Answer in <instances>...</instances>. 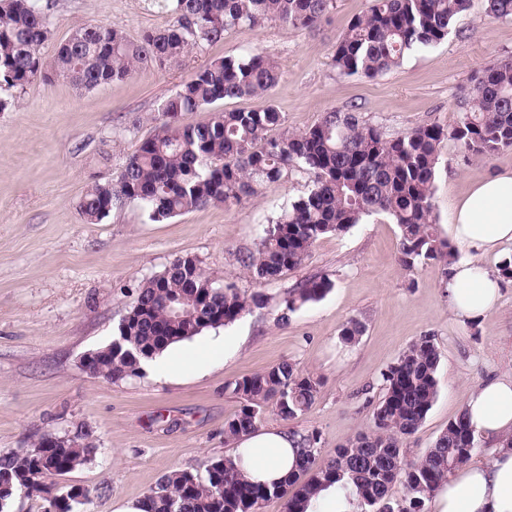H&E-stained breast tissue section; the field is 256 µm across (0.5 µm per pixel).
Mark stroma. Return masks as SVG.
I'll return each mask as SVG.
<instances>
[{
  "label": "stroma",
  "instance_id": "1",
  "mask_svg": "<svg viewBox=\"0 0 512 512\" xmlns=\"http://www.w3.org/2000/svg\"><path fill=\"white\" fill-rule=\"evenodd\" d=\"M370 4L334 0L311 31L269 21L231 32L182 64L144 68L90 91L62 79L12 90L13 108L0 112V451L88 426L97 453L55 477L54 494L85 487L92 491L87 512H121L167 471L197 472L206 458L232 455L235 444L225 440L224 424L242 406L232 383L284 361L320 381L314 403L291 426L319 432L326 459L368 430L383 395L382 373L421 336H433L440 352L439 392L405 442L408 458L432 447L475 388L512 372V279L501 282L499 302L483 319L460 321L448 308L439 266H400L399 230L385 216L320 238L300 267L255 283L238 257L308 192L305 171H292L262 195L163 222L149 220L135 203L113 209L99 224L79 211L87 189L111 180L127 155L155 134L152 117L160 103L211 61L259 52L282 71L266 95L224 101V110L271 104L286 129L301 132L324 112L355 105L393 136L429 122L455 125L472 76L488 63L512 59V19L488 16L483 0H473L447 39L409 52L393 70L375 78L339 74L333 47ZM173 21L149 0H55L53 34L41 53L52 58L86 22L109 24L135 40ZM503 169H512V150L488 162L467 160L456 142L445 141L433 185L441 234H448L453 202L470 182ZM187 255L219 283L261 291L266 305L184 341L192 349L223 339L224 357L183 376L158 378L145 370L112 382L90 375L83 356L117 336L143 279ZM311 276L329 278L331 290L280 321L285 290ZM353 318L365 331L348 345L339 332Z\"/></svg>",
  "mask_w": 512,
  "mask_h": 512
}]
</instances>
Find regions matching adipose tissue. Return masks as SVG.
Returning a JSON list of instances; mask_svg holds the SVG:
<instances>
[{
	"label": "adipose tissue",
	"mask_w": 512,
	"mask_h": 512,
	"mask_svg": "<svg viewBox=\"0 0 512 512\" xmlns=\"http://www.w3.org/2000/svg\"><path fill=\"white\" fill-rule=\"evenodd\" d=\"M450 231L453 240L475 257L452 266L448 305L457 318L477 320L499 299L498 280L476 259L512 243V170L473 181L455 200ZM223 354L220 339L194 350L171 346L150 366L167 378ZM465 409L477 434L493 444L494 452L442 484L434 497V512H512V374L482 383L470 394ZM236 452L243 458L245 478L252 482L277 484L299 470L297 439L286 428L244 434L236 441Z\"/></svg>",
	"instance_id": "adipose-tissue-1"
}]
</instances>
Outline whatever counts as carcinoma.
<instances>
[{
    "mask_svg": "<svg viewBox=\"0 0 512 512\" xmlns=\"http://www.w3.org/2000/svg\"><path fill=\"white\" fill-rule=\"evenodd\" d=\"M175 15L173 25L146 32L140 41L102 23L75 28L46 61L41 49L52 34L49 0H0V88H24L37 78L59 77L80 90L122 81L146 67L178 64L195 51L224 39L229 31H247L266 21L296 29L315 27L333 0H156ZM486 13L512 19V0H484ZM471 0H372L368 11L353 17L336 42L333 62L343 75L369 78L400 65L404 55L448 37ZM279 65L261 55L225 57L199 68L163 101L154 121L159 132L143 141L119 174L92 185L79 202L85 220L99 224L126 203L140 204L150 220L160 222L213 205H227L260 193L291 169L313 178L309 192L291 203L263 230L254 250L240 264L256 282L277 280L301 266L315 242L348 231L364 217L384 215L400 231L398 260L414 270L428 263L443 271L455 252L436 225L433 183L445 141L459 144L464 157L489 161L512 149V60L490 65L472 78L461 116L448 128L430 123L386 137L357 112L330 110L303 132L271 131L284 125L276 107L225 111L226 99L260 96L281 78ZM207 110L205 122L186 117ZM332 288L325 277H310L289 289L280 319ZM265 305L259 292L246 293L212 280L194 257L175 259L144 279L118 327V337L95 353L91 368L119 381L137 376L140 361L167 346L209 328L226 326L253 307ZM364 325L350 319L341 329L346 344L363 335ZM440 354L425 335L405 349L382 373L384 395L371 413L370 430L320 458L317 432L300 437V473L267 486L244 478L232 457H211L203 473L174 469L143 497L146 512H261L271 497L284 501L285 512H304L317 489L334 485L352 495L362 512H428V503L448 476L467 464L476 434L466 413L448 422L421 458L409 460L404 440L425 421L438 395ZM319 380L284 361L245 375L233 392L243 401L224 423V435L237 439L257 427L270 409L284 422L295 420L313 404ZM96 446L92 433L77 435L53 448L0 451V512L20 492H47L46 481L86 465ZM308 476L304 482L300 475ZM400 482L405 496L391 499ZM92 492L71 487L47 498L55 512H81Z\"/></svg>",
    "mask_w": 512,
    "mask_h": 512,
    "instance_id": "carcinoma-1",
    "label": "carcinoma"
}]
</instances>
